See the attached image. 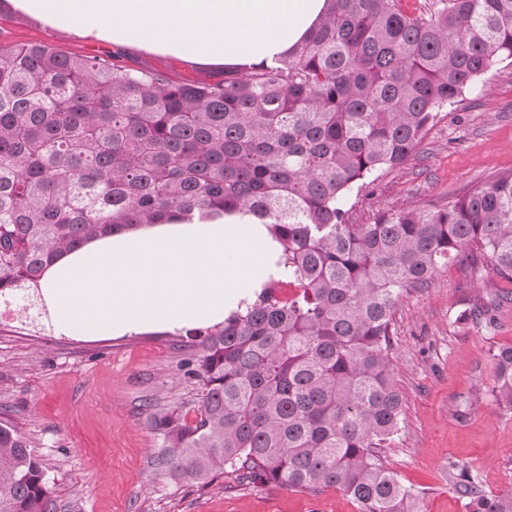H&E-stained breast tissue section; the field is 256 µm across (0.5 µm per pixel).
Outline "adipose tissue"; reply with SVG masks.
Returning <instances> with one entry per match:
<instances>
[{"instance_id":"ef3b65f1","label":"adipose tissue","mask_w":512,"mask_h":512,"mask_svg":"<svg viewBox=\"0 0 512 512\" xmlns=\"http://www.w3.org/2000/svg\"><path fill=\"white\" fill-rule=\"evenodd\" d=\"M53 28L241 71L295 49L326 0H14ZM278 244L251 210L196 209L94 239L41 280L56 326L75 336L203 325L243 307L276 272Z\"/></svg>"}]
</instances>
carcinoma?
Segmentation results:
<instances>
[{
    "mask_svg": "<svg viewBox=\"0 0 512 512\" xmlns=\"http://www.w3.org/2000/svg\"><path fill=\"white\" fill-rule=\"evenodd\" d=\"M274 64L176 83L44 45L0 44V299L39 291L59 256L177 211L248 208L287 275L201 340L193 417L150 414L171 479L227 468L265 484L336 487L360 512H423L378 449L400 429L389 356L398 305L448 264L512 281V171L448 202L352 224L345 194L404 163L439 116L512 61V0H326ZM297 292L281 299L277 290ZM492 395L512 409V346ZM467 512H512L462 475ZM28 441L0 423V512H54Z\"/></svg>",
    "mask_w": 512,
    "mask_h": 512,
    "instance_id": "1",
    "label": "carcinoma"
}]
</instances>
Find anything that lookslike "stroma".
<instances>
[{
    "label": "stroma",
    "mask_w": 512,
    "mask_h": 512,
    "mask_svg": "<svg viewBox=\"0 0 512 512\" xmlns=\"http://www.w3.org/2000/svg\"><path fill=\"white\" fill-rule=\"evenodd\" d=\"M0 44H48L180 83L224 79L219 66L49 28L12 0H0ZM508 170L512 62L505 60L441 114L413 157L374 172L347 203L353 222L368 224L403 206L445 203ZM391 339L404 417L384 455L420 490L425 512H466L455 489L463 471L485 492L512 491V410L491 394L492 355L512 344V283L488 266L450 264L401 303ZM193 342L182 327L70 336L46 312L0 317V422L34 443L55 512H359L333 487L288 490L229 469L208 483L161 474L163 441L149 415L192 407L198 383L182 364Z\"/></svg>",
    "instance_id": "35a3bbf8"
}]
</instances>
